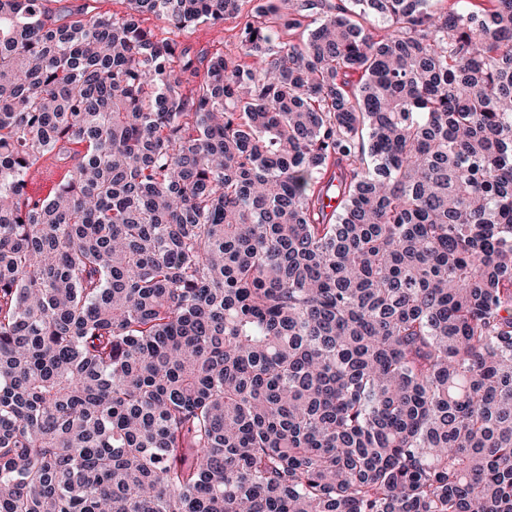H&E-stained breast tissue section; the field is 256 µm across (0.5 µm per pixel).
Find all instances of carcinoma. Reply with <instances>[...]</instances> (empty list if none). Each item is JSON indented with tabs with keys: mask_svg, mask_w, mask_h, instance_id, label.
I'll return each mask as SVG.
<instances>
[{
	"mask_svg": "<svg viewBox=\"0 0 512 512\" xmlns=\"http://www.w3.org/2000/svg\"><path fill=\"white\" fill-rule=\"evenodd\" d=\"M53 2L0 0V512H512V0ZM233 26L231 22L214 26L201 24L195 29L176 34H164V36H169L182 45L207 48L211 53L225 52L233 56L237 45V40L234 38L237 29L232 30Z\"/></svg>",
	"mask_w": 512,
	"mask_h": 512,
	"instance_id": "cac0c4a2",
	"label": "carcinoma"
}]
</instances>
